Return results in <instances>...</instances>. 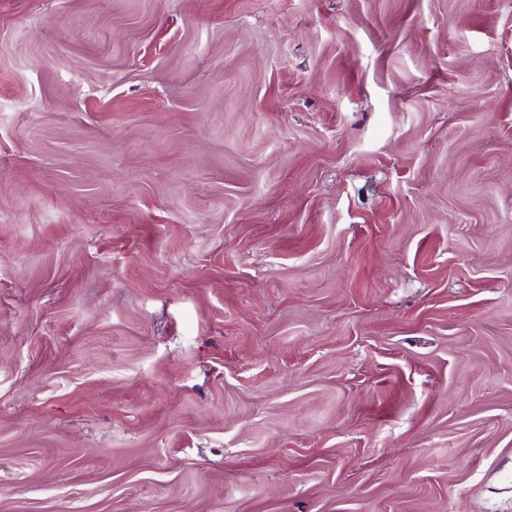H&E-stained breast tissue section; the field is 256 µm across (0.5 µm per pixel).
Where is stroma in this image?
Here are the masks:
<instances>
[{"label":"stroma","mask_w":512,"mask_h":512,"mask_svg":"<svg viewBox=\"0 0 512 512\" xmlns=\"http://www.w3.org/2000/svg\"><path fill=\"white\" fill-rule=\"evenodd\" d=\"M0 512H512V0H0Z\"/></svg>","instance_id":"obj_1"}]
</instances>
